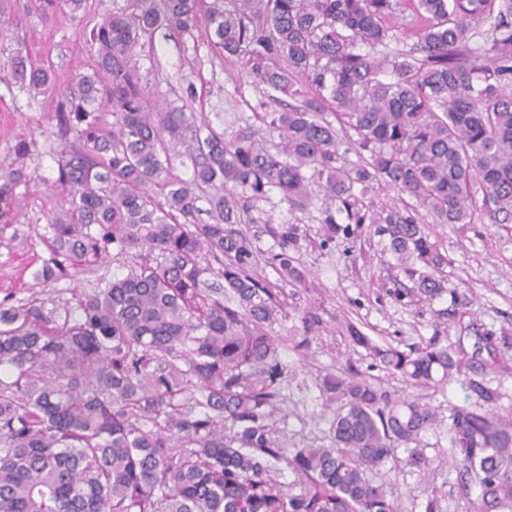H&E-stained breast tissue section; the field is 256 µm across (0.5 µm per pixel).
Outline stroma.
<instances>
[{"label":"stroma","instance_id":"obj_1","mask_svg":"<svg viewBox=\"0 0 512 512\" xmlns=\"http://www.w3.org/2000/svg\"><path fill=\"white\" fill-rule=\"evenodd\" d=\"M122 3L88 0L83 22L59 17L45 23L29 0H13L9 23L0 30V162L13 160L18 136L32 130L40 134L37 148L24 160L32 180L18 233L0 237V302L15 305L36 298L49 311L63 306L73 309L80 298L93 292L100 275L112 272L106 266L101 272H81L50 286L38 284L34 277L50 256L47 216L66 199L56 178L57 161L67 143L57 133L55 112L64 98L67 78L92 62L84 27L100 22ZM20 48L53 66L57 74L53 93L37 95L14 84L9 61ZM137 53L139 75L151 92L185 111L208 115L213 125L226 128L252 113L278 107L273 90L242 76L240 64L220 55L203 30L178 34L159 29ZM249 215L251 221L243 230L261 256L277 247L270 224L285 218L312 235L322 219L319 207L288 208L276 191L255 203ZM429 232L446 258L439 275L448 290L432 301L414 288L402 299L394 298L395 258L382 249L373 225L354 226L349 238L337 239L324 249L302 244L296 257L312 286L288 297L290 317L271 327L275 336L291 327L302 329L301 313L306 309L322 320L319 330L311 334L308 350L296 352L286 345L280 349L288 370L283 389L286 418L281 425L289 446L331 443L316 387L320 375L348 358L361 371L369 369L366 350L350 346L338 332L342 321H353L375 341L403 349L424 346L435 336L449 349L462 346L470 352L480 331L512 338V227L493 224L488 213L478 210L472 223L433 224ZM454 296L462 301L466 315L461 325L448 326L443 319ZM430 401L438 409L440 422L424 437L425 465L398 469L389 462L380 476L398 497L402 512H466L480 489L463 482L460 469L448 463L449 426L452 408L469 405L471 399L453 378L431 393Z\"/></svg>","mask_w":512,"mask_h":512}]
</instances>
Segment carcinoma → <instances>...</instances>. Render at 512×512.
<instances>
[{"instance_id": "1", "label": "carcinoma", "mask_w": 512, "mask_h": 512, "mask_svg": "<svg viewBox=\"0 0 512 512\" xmlns=\"http://www.w3.org/2000/svg\"><path fill=\"white\" fill-rule=\"evenodd\" d=\"M32 2L45 21H80L87 0ZM201 23L245 76L301 104L255 112L260 126L229 134L152 101L135 47L162 26L190 33ZM410 30L417 43L391 49ZM86 39L94 66L71 75L57 114L77 142L58 159L68 207L48 217L50 257L35 279L51 285L108 257L115 272L76 317L55 319L34 301L0 308V512H399L376 474L401 446L405 464L424 460L437 413L422 392L464 373L465 351L434 336L406 352L344 322L352 344L421 393L393 399L349 360L318 383L331 446L288 447L276 424L282 340L267 327L287 306L284 286L306 285L290 255L302 235L296 224L274 229L275 289L254 272L238 225L272 190L295 206L312 202L315 184L327 204L323 243L351 234L336 204L376 225L420 294L445 292L428 273L444 257L423 222L472 223L477 187L493 222L512 224V0H124ZM11 74L29 91L55 86L51 68L21 50ZM267 132L278 135L273 150ZM37 145L31 132L14 154ZM184 155L188 180L173 173ZM30 181L18 161L0 164V237ZM375 183L415 204L361 211L355 189ZM483 340L492 366L508 370L512 341ZM461 385L476 401L453 408L451 456L480 487L473 512H512L503 394L485 380ZM282 464L295 476L287 486Z\"/></svg>"}]
</instances>
